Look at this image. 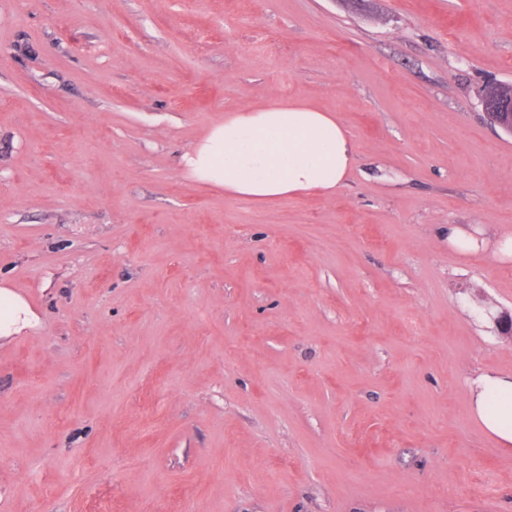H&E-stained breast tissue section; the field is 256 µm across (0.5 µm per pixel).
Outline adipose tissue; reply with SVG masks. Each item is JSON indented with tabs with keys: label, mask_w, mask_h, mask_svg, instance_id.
<instances>
[{
	"label": "adipose tissue",
	"mask_w": 512,
	"mask_h": 512,
	"mask_svg": "<svg viewBox=\"0 0 512 512\" xmlns=\"http://www.w3.org/2000/svg\"><path fill=\"white\" fill-rule=\"evenodd\" d=\"M354 162L355 144L336 114L299 101L227 113L181 158L183 171L195 181L258 204L335 193ZM32 317L24 298L1 285L0 336L19 333ZM469 387L475 418L511 446L512 378L482 374Z\"/></svg>",
	"instance_id": "adipose-tissue-1"
}]
</instances>
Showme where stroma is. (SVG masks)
<instances>
[{"instance_id": "stroma-1", "label": "stroma", "mask_w": 512, "mask_h": 512, "mask_svg": "<svg viewBox=\"0 0 512 512\" xmlns=\"http://www.w3.org/2000/svg\"><path fill=\"white\" fill-rule=\"evenodd\" d=\"M512 0H0V512H512ZM335 112L267 206L182 171L225 113ZM479 229L462 255L448 227ZM0 286V336H12L28 326L34 314L24 298ZM471 411L505 447L512 445V377L482 374L470 381Z\"/></svg>"}]
</instances>
